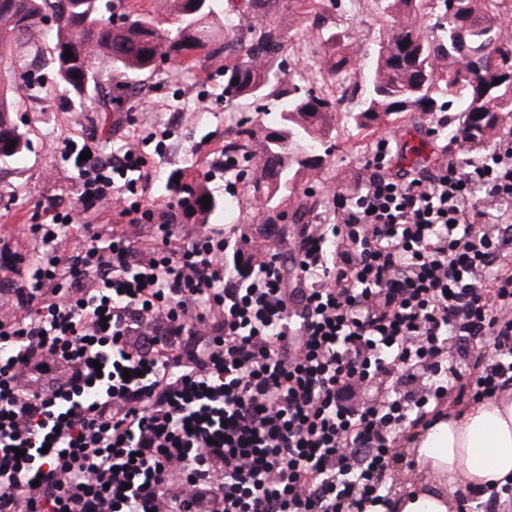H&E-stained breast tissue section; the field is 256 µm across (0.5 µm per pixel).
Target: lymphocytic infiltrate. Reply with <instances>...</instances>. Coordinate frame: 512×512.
Wrapping results in <instances>:
<instances>
[{
	"instance_id": "f902f5d3",
	"label": "lymphocytic infiltrate",
	"mask_w": 512,
	"mask_h": 512,
	"mask_svg": "<svg viewBox=\"0 0 512 512\" xmlns=\"http://www.w3.org/2000/svg\"><path fill=\"white\" fill-rule=\"evenodd\" d=\"M390 151L245 274L213 230L163 225L144 256L92 224L69 246L70 208L31 225L40 260L0 280V512H377L403 425L511 395L512 137L420 171ZM70 154L82 206L151 217L137 146ZM398 372L419 389L360 401Z\"/></svg>"
}]
</instances>
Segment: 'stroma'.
<instances>
[{
	"instance_id": "35a3bbf8",
	"label": "stroma",
	"mask_w": 512,
	"mask_h": 512,
	"mask_svg": "<svg viewBox=\"0 0 512 512\" xmlns=\"http://www.w3.org/2000/svg\"><path fill=\"white\" fill-rule=\"evenodd\" d=\"M224 65L223 57L201 55L190 67L168 62L154 73L128 78L113 69L108 58H101L98 70L103 79L124 86L126 92L122 108L108 112L79 111L64 92L48 97L16 92L13 117L29 147L18 158L0 161V251L18 256L19 266H26L38 248L29 227L55 206L78 208L80 223L127 230L144 255L153 247L163 221L174 220L176 233L186 240L204 231L206 224H223L220 212L205 224L197 217L174 213L165 185L175 172L186 181L204 182L217 197L238 196L236 234L253 241L272 240L280 231L292 229L290 215L302 203L308 208L307 223H326V187L357 179L381 139L393 138V161L406 167L443 165L452 153L445 136L428 135L426 127L415 121L389 119L369 136L355 128L344 112H337L328 162L318 170H301L294 194L284 193L276 200L285 219L280 227H269L261 223L252 198L238 194L236 179L224 172V144L232 132L228 120L232 107L224 97ZM67 141L94 142L104 154L135 144L152 174L146 206L153 210V219L128 225L110 203L79 209L78 172L72 161L56 151Z\"/></svg>"
}]
</instances>
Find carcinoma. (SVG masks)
I'll use <instances>...</instances> for the list:
<instances>
[{"label": "carcinoma", "mask_w": 512, "mask_h": 512, "mask_svg": "<svg viewBox=\"0 0 512 512\" xmlns=\"http://www.w3.org/2000/svg\"><path fill=\"white\" fill-rule=\"evenodd\" d=\"M373 2L386 24L378 32L373 62L357 67L351 39L325 25L315 0H250L257 22L246 28L229 19L224 29L213 25L217 0H163L162 9L178 17V26L166 29L153 13L128 14L114 21L112 0H0V44L43 52L44 20L55 22V41L49 61L55 83L22 78L35 95L62 88L78 98L85 112L108 110L115 101L112 85L95 76L96 60L107 57L125 75L152 73L167 61L185 63L192 51L222 54L224 94L252 105L273 98L276 118L249 127L251 120L230 117L236 129L224 144V172L251 173L248 189L268 204L262 223L276 224L279 215L269 203L280 193L294 192L302 168L323 166L332 146L326 138L338 100L324 94L330 86L359 87L363 97L348 117L360 129L383 118L408 115L419 120L434 112L448 113V138L459 128L471 134V146L487 148L492 135L512 116V43L500 36L505 0H333L340 14H350ZM299 8L302 18L295 17ZM288 15V28L275 21ZM437 17L438 33H421V20ZM72 58H65L66 51ZM297 50L306 56L301 71L287 70L282 54ZM237 84H232V80ZM15 65L0 66V154L16 158L27 148L25 133L11 118ZM15 144L9 148V144ZM169 190L187 215L202 219L231 206L200 182L170 183ZM211 198L209 208L200 203Z\"/></svg>", "instance_id": "obj_1"}]
</instances>
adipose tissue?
<instances>
[{"instance_id":"1","label":"adipose tissue","mask_w":512,"mask_h":512,"mask_svg":"<svg viewBox=\"0 0 512 512\" xmlns=\"http://www.w3.org/2000/svg\"><path fill=\"white\" fill-rule=\"evenodd\" d=\"M410 452L427 480L390 512H458L456 481L482 490L512 480V396L460 408L416 436Z\"/></svg>"}]
</instances>
